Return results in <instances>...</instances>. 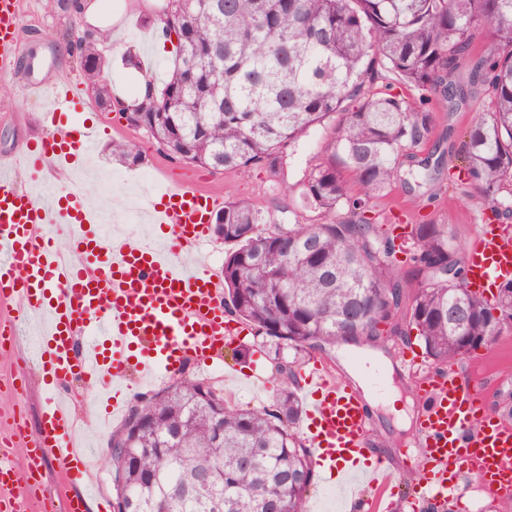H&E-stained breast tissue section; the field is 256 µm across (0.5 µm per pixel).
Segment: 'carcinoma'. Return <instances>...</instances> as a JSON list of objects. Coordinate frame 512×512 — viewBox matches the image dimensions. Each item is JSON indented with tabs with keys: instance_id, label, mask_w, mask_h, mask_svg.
<instances>
[{
	"instance_id": "1",
	"label": "carcinoma",
	"mask_w": 512,
	"mask_h": 512,
	"mask_svg": "<svg viewBox=\"0 0 512 512\" xmlns=\"http://www.w3.org/2000/svg\"><path fill=\"white\" fill-rule=\"evenodd\" d=\"M161 36L176 41L164 80L144 73L134 109L112 96L97 28L80 37L87 84L103 109L130 114L175 159L220 172L275 173L302 138L329 130L325 157L299 183L301 207L327 220L301 224L282 202L271 212L224 203L219 236L224 307L268 338L275 352L328 355L388 332L415 338L446 369L512 331V282L491 299L468 288V270L444 224L413 225L410 243L366 216L397 178L400 160L435 123L433 95L449 80L473 32L491 33L471 71L489 102L464 132V165L448 182L471 187L493 220L512 219V0H166ZM385 87H375L377 80ZM417 91L391 93V82ZM123 163L139 147L112 146ZM408 252L399 270L397 254ZM411 297L405 315L403 298ZM270 407L243 408L181 377L133 405L112 433V512H306L315 466L296 431L294 373ZM211 474L199 487L200 473Z\"/></svg>"
}]
</instances>
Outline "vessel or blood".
<instances>
[{
    "label": "vessel or blood",
    "instance_id": "1",
    "mask_svg": "<svg viewBox=\"0 0 512 512\" xmlns=\"http://www.w3.org/2000/svg\"><path fill=\"white\" fill-rule=\"evenodd\" d=\"M20 0H0V78L14 71ZM32 95L52 94L43 113L46 135L26 145L22 159L32 187L17 189L0 164V353L21 337L36 340L31 357L50 391L72 379L97 387L105 412L124 407L129 378L150 383L173 375L186 360L221 358L230 327L217 274L187 265L184 253L210 237V219L223 208L217 192L173 183L154 188L145 207L156 236L136 242L125 233L104 236L102 214L78 187L44 201L38 191L45 171L74 168L98 140L76 120L84 103L76 95L50 93L32 80ZM65 227L67 249L57 247ZM464 261L472 291L487 295L512 281V234L483 226L467 244ZM306 428L315 465L335 471L348 512H445L476 468L482 490L512 495V419L491 412L467 372H427L417 383L420 452L406 462L414 482L394 490L384 461L367 447L368 414L363 394L329 367L310 361L301 384ZM23 447L26 471L57 463L72 485L90 479L88 445L71 435L68 401L50 398L35 438L0 409V512H50L43 483L18 479L15 447Z\"/></svg>",
    "mask_w": 512,
    "mask_h": 512
}]
</instances>
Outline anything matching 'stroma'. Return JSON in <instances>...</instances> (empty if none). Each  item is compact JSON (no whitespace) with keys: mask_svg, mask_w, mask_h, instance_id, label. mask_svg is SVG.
I'll return each instance as SVG.
<instances>
[{"mask_svg":"<svg viewBox=\"0 0 512 512\" xmlns=\"http://www.w3.org/2000/svg\"><path fill=\"white\" fill-rule=\"evenodd\" d=\"M162 4L163 0H100L97 25L112 31L111 43L102 45L100 51L112 61L114 96L128 98L132 86L139 82V72L122 66L121 58L125 52L143 55L145 69L157 76H165L170 70L173 54L161 53L158 42L146 40L153 31L147 20L160 15ZM87 23L85 14L53 10L47 0H21L16 69L5 81L6 92L0 93V151L21 152L27 143L45 133L40 120V101L29 99L24 93L31 77L38 76L48 85L69 87L80 94H87L80 55L64 49L65 41L84 31ZM487 41L485 31H475V52L461 60L454 73L455 82L465 88V97L452 108L442 98L431 101L430 107L435 114L432 132L426 143L402 159V169H415L425 162L429 165L430 174L439 181H447L448 169L457 164L461 153L463 131L488 103L484 89L468 83L475 57L484 52ZM84 117L87 123L100 130L97 148L85 161L84 188L113 208L127 224L129 235L134 239L142 234L134 215L145 206L144 199L137 194L143 174H150L155 182L182 179L205 191H221L225 201L246 199L256 208L270 211L282 198L288 199L290 204H297L298 183L305 168L318 163L324 156V135L316 130L302 139L297 154L288 159L277 178H270L266 170L255 167L213 172L159 152L143 129L130 126L118 112L104 111L95 100H88ZM121 141L140 146L144 155L142 164L129 166L112 159L109 147ZM428 193V186L396 180L386 195L373 200L370 216L386 225H410L422 221L447 225L456 247L465 248L490 214L487 203L467 187L457 191H439L433 199ZM419 348L417 339L383 335L376 342L362 343L356 350L363 357L390 364L392 387L401 398L411 399L415 396L417 378L404 367L402 355L404 351ZM356 350L348 345L333 349L332 368L342 375H349L351 367L346 359ZM489 351L495 354L496 362L480 386L486 391L492 411L512 417V344L502 335L497 337ZM256 357L261 360L259 380L238 384L224 380L225 369L248 367ZM182 374L215 385L227 401L243 407L271 405L274 388L289 383L288 378L279 372L268 343L247 326L243 327L240 335L227 337L221 361L209 366L190 362L183 367ZM71 387L75 395L73 412L78 432L89 437L94 447L107 448L112 433L123 425V418H114L104 426H96L95 391L78 381L72 382ZM368 418L371 451L383 454L395 480L404 481L405 456L411 453L412 445L418 439L416 430H403L382 397L378 398L375 406L369 407Z\"/></svg>","mask_w":512,"mask_h":512,"instance_id":"1","label":"stroma"}]
</instances>
